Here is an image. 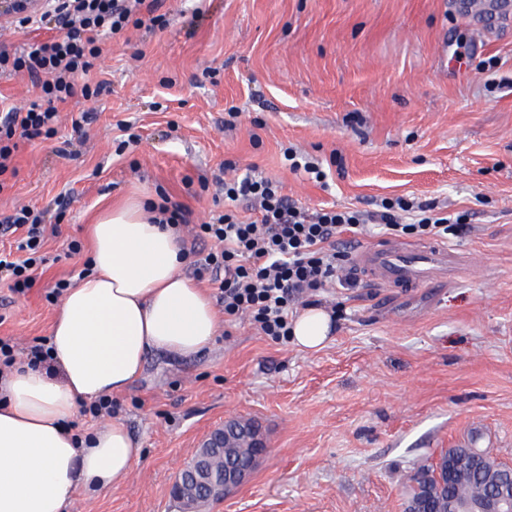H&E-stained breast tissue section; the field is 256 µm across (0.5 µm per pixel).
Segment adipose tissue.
Instances as JSON below:
<instances>
[{"mask_svg":"<svg viewBox=\"0 0 512 512\" xmlns=\"http://www.w3.org/2000/svg\"><path fill=\"white\" fill-rule=\"evenodd\" d=\"M91 271L66 290L50 343L58 376L21 367L0 385V512H65L76 488L125 479L141 447L120 420L79 435L69 421L81 403L125 392L150 354L190 357L210 347L219 318L180 272L173 225L125 200L88 228ZM331 315L309 307L292 340L315 352L331 338Z\"/></svg>","mask_w":512,"mask_h":512,"instance_id":"ef3b65f1","label":"adipose tissue"}]
</instances>
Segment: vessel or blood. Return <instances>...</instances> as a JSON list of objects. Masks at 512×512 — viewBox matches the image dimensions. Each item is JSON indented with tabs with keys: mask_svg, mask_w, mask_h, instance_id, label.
Here are the masks:
<instances>
[{
	"mask_svg": "<svg viewBox=\"0 0 512 512\" xmlns=\"http://www.w3.org/2000/svg\"><path fill=\"white\" fill-rule=\"evenodd\" d=\"M354 266L376 286L412 290L453 283L460 268V255L440 242L418 247L388 243L360 249Z\"/></svg>",
	"mask_w": 512,
	"mask_h": 512,
	"instance_id": "obj_1",
	"label": "vessel or blood"
}]
</instances>
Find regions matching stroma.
<instances>
[{
    "label": "stroma",
    "instance_id": "35a3bbf8",
    "mask_svg": "<svg viewBox=\"0 0 512 512\" xmlns=\"http://www.w3.org/2000/svg\"><path fill=\"white\" fill-rule=\"evenodd\" d=\"M160 2L165 27L107 40L98 97L62 105L57 135L13 159L0 216L28 204L53 230L32 288L0 282V336L21 351L48 336V293L88 258L67 245L106 205L144 192L202 223L224 209L228 162L309 209L434 201L469 224L448 241L467 263L443 288L326 289L340 314L314 353L243 319L196 357L150 355L112 398L139 461L68 512H179L172 482L232 418L267 452L205 512H403L415 468L470 438L512 463V21L480 24L451 0ZM288 148L328 187L289 170Z\"/></svg>",
    "mask_w": 512,
    "mask_h": 512
}]
</instances>
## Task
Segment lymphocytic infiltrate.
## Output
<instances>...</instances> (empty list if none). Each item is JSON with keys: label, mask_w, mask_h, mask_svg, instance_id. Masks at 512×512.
<instances>
[{"label": "lymphocytic infiltrate", "mask_w": 512, "mask_h": 512, "mask_svg": "<svg viewBox=\"0 0 512 512\" xmlns=\"http://www.w3.org/2000/svg\"><path fill=\"white\" fill-rule=\"evenodd\" d=\"M157 0H49L41 11L16 15V29L37 30L56 23L59 36L9 49L0 47V72L26 73L38 89L28 108H12L0 117V192L22 142L50 139L57 132L59 107L75 96H95L90 85L74 82L97 64L104 38L144 23L164 26ZM222 214L196 225V237L215 243L193 262L219 290L228 322L248 317L265 336L287 341L299 307L315 305L320 292L335 284L357 282L350 242L336 237L371 221L383 234L418 238L459 236L465 227L438 212L435 203L403 197L386 199L370 216L333 207L311 211L283 194L280 182L249 176L224 183ZM258 210L241 219L237 208ZM47 226L42 213L16 207L0 218V234L16 237L14 253L0 252V281L16 292L30 288L35 268L48 257L43 250Z\"/></svg>", "instance_id": "lymphocytic-infiltrate-1"}]
</instances>
